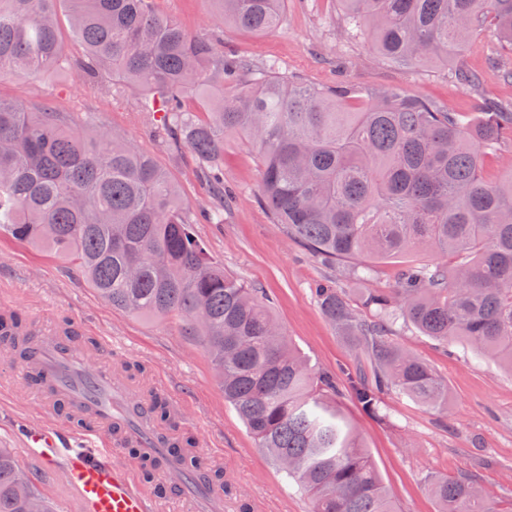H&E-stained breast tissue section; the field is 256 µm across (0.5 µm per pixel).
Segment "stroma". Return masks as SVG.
<instances>
[{"label":"stroma","mask_w":512,"mask_h":512,"mask_svg":"<svg viewBox=\"0 0 512 512\" xmlns=\"http://www.w3.org/2000/svg\"><path fill=\"white\" fill-rule=\"evenodd\" d=\"M156 9L191 33H210L225 51L259 62L276 59L282 71L304 81L365 88L397 86L406 93L444 104L467 120L477 118L484 100L512 101V80L487 69L497 48L487 35L474 38L463 53L465 65L485 77L482 92L457 84L448 69L406 68L383 61L365 40L350 38L338 0H288L285 19L272 34L245 33L218 23L213 0H156ZM0 98L47 102L70 125H93L118 133L153 155L181 191L199 220L192 231L214 261L257 285L268 295L278 322L312 368L354 371L351 344L323 316L313 290L331 280L346 293L360 317L368 311L357 285L321 264L285 225L276 222L260 192L256 153L238 132L224 136V183L234 193L213 221L201 218L210 199L202 189L189 152L169 148L134 93L113 98L97 83L76 75L50 73L0 80ZM17 314L23 324H73L81 335L105 338L124 359L143 366L139 388L171 387L180 422L197 437L198 453L222 470L230 491L224 512H309L307 497L287 485L266 452L224 401L214 367L204 349L185 336L175 321H156L112 309L68 263L49 253L0 237V314ZM393 341L428 363L448 386V412L437 414L407 395L384 398L386 420L365 414L342 390L337 403L357 431L371 461L401 512H439L428 491L434 478L478 474L482 493L501 508L512 507V374L462 343L443 347L409 327ZM10 387L0 390V448H18L15 427L40 420L25 396L22 363L0 349V370ZM36 489L54 512H76V502L59 475L41 472L22 458Z\"/></svg>","instance_id":"obj_1"}]
</instances>
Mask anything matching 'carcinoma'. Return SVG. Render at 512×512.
Segmentation results:
<instances>
[{
  "label": "carcinoma",
  "mask_w": 512,
  "mask_h": 512,
  "mask_svg": "<svg viewBox=\"0 0 512 512\" xmlns=\"http://www.w3.org/2000/svg\"><path fill=\"white\" fill-rule=\"evenodd\" d=\"M86 49L72 59L57 21ZM155 0H0V78L75 71L113 96L139 89L168 145L213 172L224 208V133L241 131L259 157L260 189L288 235L319 261L367 281L376 258L435 252L391 288L366 294L370 317L323 285L325 318L351 341L350 391L385 418L381 398L401 392L427 410L448 409V388L426 362L392 343L397 325L441 344L466 342L512 373V172L484 177L485 159L512 152V103L488 102L465 123L443 105L400 88L308 84L278 63L224 56V45L158 13ZM220 22L273 33L286 0H216ZM348 32L367 33L378 56L408 68L460 64L488 31L499 53L488 69L512 78V0H339ZM236 86L215 97L209 82ZM199 101L207 119L187 107ZM178 187L148 153L117 134L68 127L46 104L0 98V233L78 269L112 308L178 321L216 367L233 407L269 458L303 492L311 512H397L359 437L337 407L336 377L315 373L265 302L213 261L192 233ZM457 257L454 265L447 258ZM478 476L437 479L440 512H501ZM0 512H52L15 455L0 448Z\"/></svg>",
  "instance_id": "1"
}]
</instances>
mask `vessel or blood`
Segmentation results:
<instances>
[{"label": "vessel or blood", "instance_id": "b4317fda", "mask_svg": "<svg viewBox=\"0 0 512 512\" xmlns=\"http://www.w3.org/2000/svg\"><path fill=\"white\" fill-rule=\"evenodd\" d=\"M27 344L24 375L38 379L31 399L45 412L64 407L81 428L27 425L19 440L42 471L62 475L77 512H153L152 493L138 486L135 467L121 458L127 448L168 474L165 497L187 504L190 512H220L222 500L206 478L207 467L188 466L181 437L160 431L149 416L152 396L133 394L118 371L75 353L59 331L33 333Z\"/></svg>", "mask_w": 512, "mask_h": 512}]
</instances>
